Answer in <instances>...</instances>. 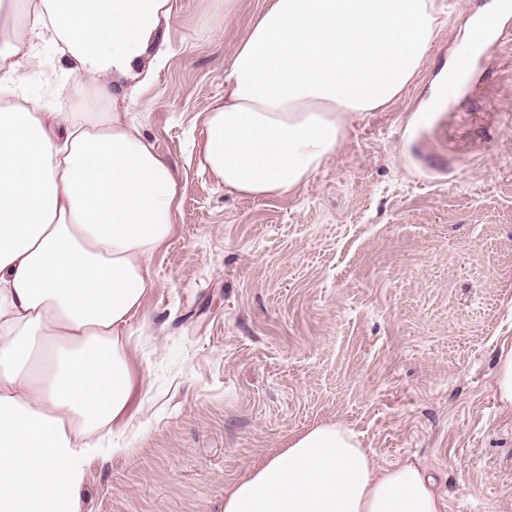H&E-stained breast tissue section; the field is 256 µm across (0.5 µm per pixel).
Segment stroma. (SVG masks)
I'll return each mask as SVG.
<instances>
[{
	"label": "stroma",
	"instance_id": "stroma-1",
	"mask_svg": "<svg viewBox=\"0 0 512 512\" xmlns=\"http://www.w3.org/2000/svg\"><path fill=\"white\" fill-rule=\"evenodd\" d=\"M427 61L282 198L200 166L205 110L266 0H175L151 83L118 107L185 192L127 357L146 389L125 451L95 457L86 512H222L288 435L336 419L378 461L418 459L449 512H512V411L494 397L512 336V18L464 97L438 99L486 0H441ZM76 77L42 50L25 89Z\"/></svg>",
	"mask_w": 512,
	"mask_h": 512
}]
</instances>
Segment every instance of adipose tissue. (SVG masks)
Returning a JSON list of instances; mask_svg holds the SVG:
<instances>
[{
  "label": "adipose tissue",
  "instance_id": "obj_1",
  "mask_svg": "<svg viewBox=\"0 0 512 512\" xmlns=\"http://www.w3.org/2000/svg\"><path fill=\"white\" fill-rule=\"evenodd\" d=\"M172 0H0V512H84L92 436L124 429L144 381L131 320L184 193L119 110L44 112L23 81L58 45L91 102L153 77ZM26 16L15 35L16 12ZM438 28L434 0H268L205 119L204 168L225 191L285 197L351 122L410 85ZM222 512H446L426 468L381 464L327 420L289 435L224 493Z\"/></svg>",
  "mask_w": 512,
  "mask_h": 512
}]
</instances>
